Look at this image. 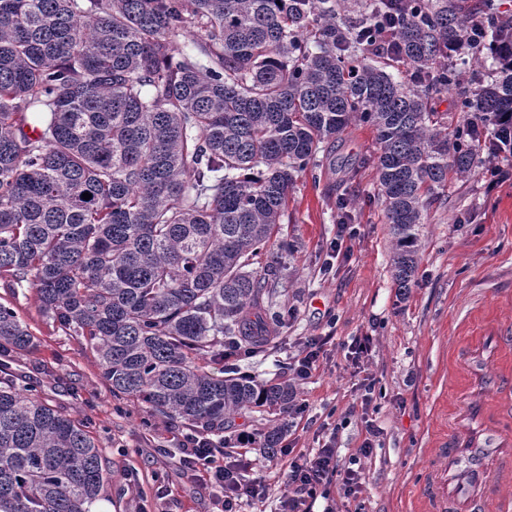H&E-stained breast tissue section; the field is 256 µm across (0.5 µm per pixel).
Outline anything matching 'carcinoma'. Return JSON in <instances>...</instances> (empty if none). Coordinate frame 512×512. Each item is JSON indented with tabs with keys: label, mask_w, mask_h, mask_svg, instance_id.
<instances>
[{
	"label": "carcinoma",
	"mask_w": 512,
	"mask_h": 512,
	"mask_svg": "<svg viewBox=\"0 0 512 512\" xmlns=\"http://www.w3.org/2000/svg\"><path fill=\"white\" fill-rule=\"evenodd\" d=\"M345 2L0 0V275L86 338L112 393L214 435L265 408L276 448L293 387L209 362L280 319V267L254 264L321 145L372 127L403 295L431 202L512 142V17L492 0H366L358 20ZM476 16L495 69L466 86L452 49ZM451 90L454 123L431 108ZM34 347L0 304V355ZM106 481L78 422L0 379V512H92Z\"/></svg>",
	"instance_id": "1"
}]
</instances>
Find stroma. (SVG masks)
<instances>
[{
	"label": "stroma",
	"instance_id": "35a3bbf8",
	"mask_svg": "<svg viewBox=\"0 0 512 512\" xmlns=\"http://www.w3.org/2000/svg\"><path fill=\"white\" fill-rule=\"evenodd\" d=\"M376 152L368 126L349 127L336 150L339 168L299 176L282 232L260 257L284 266L272 291L284 317L272 325L264 351L239 359V369L259 381L288 380L306 410L289 418L273 453L252 444L246 457L238 455L239 436L269 427L264 411L235 416L223 436H209L219 462L241 458L242 480L260 488L258 497L241 499L238 512H281L290 463L325 444L348 465L369 419L381 434L373 453L359 458L366 482L357 500L334 485L315 508L408 512L421 497L423 472L435 463L434 439L463 392L453 357L478 337L512 334V163L502 162L496 174L456 180L431 204L416 279L402 296L390 274L389 226L375 199ZM342 218L358 229L345 252L333 247ZM0 304L17 312L36 341L32 351L11 353V378L85 426L108 470L99 497L108 512H218L221 489L194 476L184 461L199 431L150 416L133 398L113 394L96 352L42 314L35 289L10 287L0 275ZM366 335L373 342L363 367L376 385L363 416L349 410L361 393L347 343ZM314 337L323 340L318 367L310 378L297 379L294 363Z\"/></svg>",
	"mask_w": 512,
	"mask_h": 512
}]
</instances>
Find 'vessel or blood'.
<instances>
[{
    "mask_svg": "<svg viewBox=\"0 0 512 512\" xmlns=\"http://www.w3.org/2000/svg\"><path fill=\"white\" fill-rule=\"evenodd\" d=\"M469 386L492 384L489 403L459 405L436 441L439 467L424 475L427 512H504L502 480L512 477V437L502 434L496 410L512 404V338L484 336L464 359Z\"/></svg>",
    "mask_w": 512,
    "mask_h": 512,
    "instance_id": "b4317fda",
    "label": "vessel or blood"
}]
</instances>
